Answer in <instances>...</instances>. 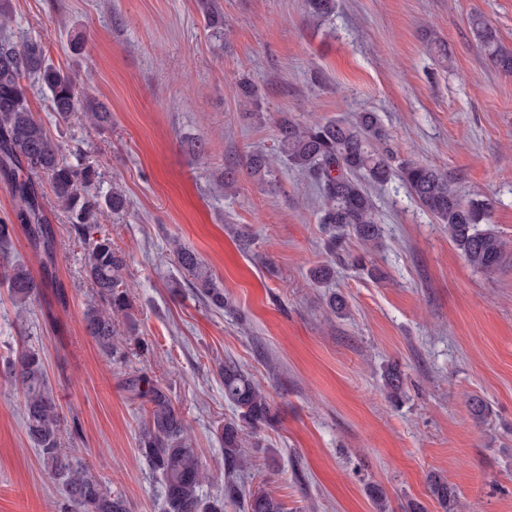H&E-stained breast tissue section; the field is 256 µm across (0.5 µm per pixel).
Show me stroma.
Listing matches in <instances>:
<instances>
[{
	"instance_id": "stroma-1",
	"label": "stroma",
	"mask_w": 512,
	"mask_h": 512,
	"mask_svg": "<svg viewBox=\"0 0 512 512\" xmlns=\"http://www.w3.org/2000/svg\"><path fill=\"white\" fill-rule=\"evenodd\" d=\"M0 2V37L40 36L49 62L111 114L100 126L81 112L62 121L48 91L28 90L66 160L93 167L101 192L116 186L127 197V213L104 227L128 257L135 334L149 346L111 364L85 336L88 246L40 175L67 300L44 287L21 311L0 283V512H55L59 496L7 373L27 345L43 352L53 393L79 426L83 462L133 512H163V488L139 453L145 414L126 379L143 371L168 389L212 498L227 481L218 428L233 410L218 366L228 357L277 415L238 481L271 492L286 512H374V485L392 512L413 502L443 512L429 492L434 473L454 488L457 512H512V263L490 275L472 267L395 181L372 191L384 249L368 262L382 279L340 263L332 281L313 283L310 269L331 259L316 188L284 159L268 182L244 165L274 146L277 113L376 112L401 158L448 170L463 198L491 202L512 256V74L490 64L469 25L481 14L512 48V0H337L318 27L303 0H216L220 38L199 0ZM431 36L447 43V63L430 55ZM243 78L262 118L237 107L232 88ZM194 140L203 156L190 153ZM227 167L238 171L231 194L215 183ZM173 239L199 254L230 308L183 285ZM334 293L347 316L329 311ZM391 364L406 381L398 406L383 390ZM474 395L489 408L480 423L467 407Z\"/></svg>"
}]
</instances>
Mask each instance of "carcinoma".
<instances>
[{"label": "carcinoma", "instance_id": "obj_1", "mask_svg": "<svg viewBox=\"0 0 512 512\" xmlns=\"http://www.w3.org/2000/svg\"><path fill=\"white\" fill-rule=\"evenodd\" d=\"M206 26L224 33V13L210 0H202ZM313 21H323L336 11V0H304ZM471 30L487 59L500 72L512 74V50L500 41L496 30L482 15L469 19ZM35 79L50 92V105L61 119L82 107L78 79L57 70L46 58L42 40L27 36L18 42L0 38V176L9 182L15 200V217L30 244L41 256V280L19 261L4 265L5 281L15 302L24 306L45 284L57 288L56 235L45 214L38 175L50 176L57 203L68 214L75 237L88 242L86 275L96 288L98 300L86 304L83 326L109 362H119L125 349L136 341L118 334L120 321L131 319L133 299L126 278V254L104 234L91 231L106 213L120 215L127 200L117 188L102 197L95 192V170L64 161L60 146L31 111L23 81ZM241 109L259 113L254 88L242 83L236 91ZM277 151L254 150L246 157L252 175L274 176L277 154L305 173L316 186L321 205L318 223L336 237L353 236L367 254L384 247L380 217L369 186H384L399 179L411 199L438 223L448 225V239L474 268L486 273L499 270L507 255L503 241L491 224V204L465 200L455 188V177L446 170L400 158L391 146V135L379 115L356 112L349 119L334 118L306 122L287 112L276 120ZM172 252L189 286L215 308L229 306L219 287L197 254L172 240ZM9 374L23 392L25 432L43 464L61 487L56 512H132L130 502L105 484L76 455L72 444L79 435L77 424H69L55 400L39 350L23 347L9 361ZM224 401L234 410L224 420L219 437L224 449L228 480L225 495L241 491L234 473L247 464L248 434L257 433L276 419L268 396L243 368L231 359L220 367ZM127 388L140 401L146 418L138 448L151 469L160 475L164 488V512H224V499H205L200 493L207 478L206 467L186 433L180 412L167 391L146 372L129 377ZM384 388L392 402L405 395L398 367L384 374ZM429 491L444 512H456L455 490L440 477L430 480ZM247 512H285L284 504L262 491L244 497Z\"/></svg>", "mask_w": 512, "mask_h": 512}]
</instances>
